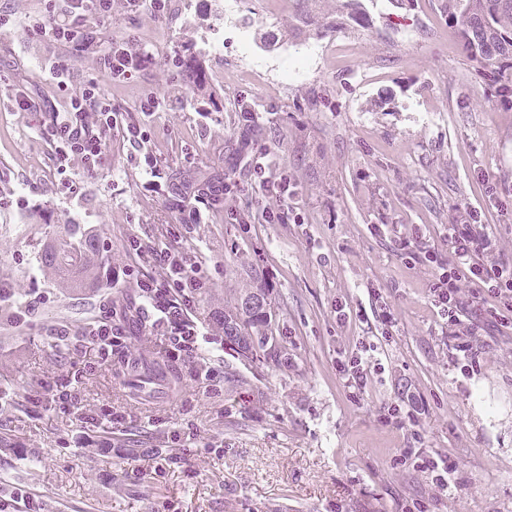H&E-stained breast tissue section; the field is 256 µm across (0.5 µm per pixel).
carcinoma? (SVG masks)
<instances>
[{
	"label": "carcinoma",
	"mask_w": 512,
	"mask_h": 512,
	"mask_svg": "<svg viewBox=\"0 0 512 512\" xmlns=\"http://www.w3.org/2000/svg\"><path fill=\"white\" fill-rule=\"evenodd\" d=\"M448 17L471 57L492 67L493 81L511 84L512 0H448ZM107 261L97 239L74 225L40 253L42 266L67 273L74 288L94 285L95 269ZM268 306L266 289L246 290L236 310L224 314V341L257 359L277 362L286 353L272 334Z\"/></svg>",
	"instance_id": "1"
}]
</instances>
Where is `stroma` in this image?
I'll return each mask as SVG.
<instances>
[{
	"label": "stroma",
	"mask_w": 512,
	"mask_h": 512,
	"mask_svg": "<svg viewBox=\"0 0 512 512\" xmlns=\"http://www.w3.org/2000/svg\"><path fill=\"white\" fill-rule=\"evenodd\" d=\"M278 2L244 0L227 17L224 0H170L158 20L112 0L101 45L125 36L158 58L111 90L117 111L142 120L143 151L168 181L231 173L242 188L204 223L182 226L144 190L120 138L97 177L70 159L79 194L50 180L39 130L62 96L22 24L44 15L46 0H0L13 18L0 29V80L45 103L16 112L0 96V390L11 396L0 407V512H15L21 490L41 512H512V327L478 307L447 326L428 298L434 268L397 244L416 226L444 256L445 226L469 220L490 225L512 257V108L449 28L448 0ZM301 44L322 53L303 79L284 81L283 52ZM150 92L162 108L146 118ZM245 101L269 113L254 136L274 143L296 186L283 224L259 223L248 206L249 171L237 164ZM69 224L93 230L109 257L98 287L72 288L39 262ZM133 238L174 243L205 271L191 313L207 332L214 382L166 358L164 338L136 318L135 281L113 286L135 262ZM254 277L287 363L252 361L224 342L219 317ZM20 299L35 304L22 321ZM107 301L128 329L112 359L88 343L54 345V326L82 329ZM340 303L350 319L338 320ZM472 328L479 351L463 373L453 345ZM365 342L380 367L355 399L337 361ZM76 371L71 393L86 414L125 417L111 447L48 399L47 386ZM411 397L426 408L417 428L382 423L383 407ZM416 443L455 460L457 493L400 463Z\"/></svg>",
	"instance_id": "1"
}]
</instances>
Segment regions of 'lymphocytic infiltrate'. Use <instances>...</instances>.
Returning <instances> with one entry per match:
<instances>
[{"label":"lymphocytic infiltrate","mask_w":512,"mask_h":512,"mask_svg":"<svg viewBox=\"0 0 512 512\" xmlns=\"http://www.w3.org/2000/svg\"><path fill=\"white\" fill-rule=\"evenodd\" d=\"M111 18L112 0H49L45 19L28 27L33 39L50 46L42 61L44 80L67 94L65 106L51 113L42 135L56 155L54 182L71 192L75 191L76 182L68 170L70 158L79 157L84 173L93 175L112 136L121 137L137 149L142 142L140 124L117 112L96 80L75 82L69 68V54L89 49L95 24H106ZM156 64L157 57L151 50L125 38L111 40L103 56L104 73L115 85L127 83L135 74L149 71ZM246 147L254 189L273 195L280 202L278 210L263 209L261 216L268 224L284 223L288 216L287 203L293 200L296 191L288 167L268 143L250 141ZM136 164L143 174L144 188L162 195L180 224L202 223L206 213L215 210L226 195L238 188L236 181L227 180L202 186L187 184L172 190L161 183L158 160L153 154L140 152ZM444 237L448 243V254L444 257L417 239L401 243L403 250L423 254L425 261L434 267L436 277L429 293L438 315L449 325H457L466 302L476 303L489 297L493 300L490 317L505 325L512 324V259L494 260L498 244L491 229L484 224L463 221L449 225ZM131 247L137 263L113 275V284H120L125 277H135L139 288L137 309L146 314L150 327L165 337L167 357L190 361L198 379L212 381L217 370L202 354L203 333L189 315L192 304L206 286L202 267L188 261L184 252L168 243L146 245L135 240ZM149 267L162 268L164 278L146 275ZM465 282L473 287L467 300L461 291ZM53 334L63 344L76 339L88 341L106 358L120 344L124 330L121 320L115 318L111 305L107 304L81 331L60 326ZM401 457L441 490H453L456 463L451 457L428 455L417 448L402 449Z\"/></svg>","instance_id":"1"}]
</instances>
